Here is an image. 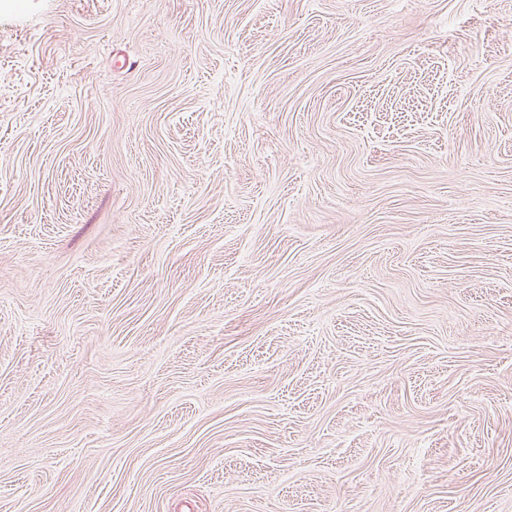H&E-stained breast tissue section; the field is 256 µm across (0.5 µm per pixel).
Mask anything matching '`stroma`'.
<instances>
[{"label":"stroma","instance_id":"stroma-1","mask_svg":"<svg viewBox=\"0 0 512 512\" xmlns=\"http://www.w3.org/2000/svg\"><path fill=\"white\" fill-rule=\"evenodd\" d=\"M0 512H512V0H0Z\"/></svg>","mask_w":512,"mask_h":512}]
</instances>
